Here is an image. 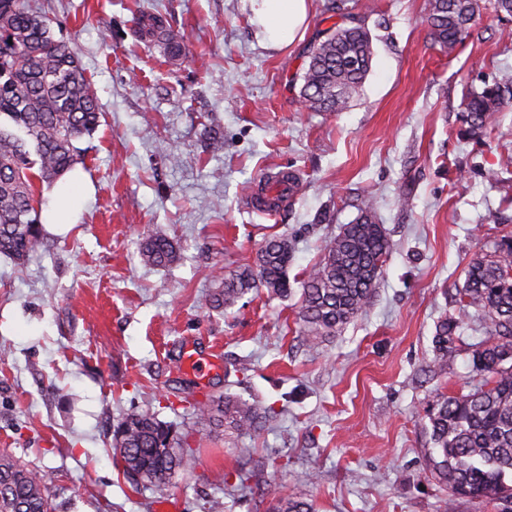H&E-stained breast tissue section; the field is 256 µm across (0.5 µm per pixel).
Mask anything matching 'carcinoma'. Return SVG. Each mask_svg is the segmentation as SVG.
<instances>
[{
    "label": "carcinoma",
    "instance_id": "cac0c4a2",
    "mask_svg": "<svg viewBox=\"0 0 512 512\" xmlns=\"http://www.w3.org/2000/svg\"><path fill=\"white\" fill-rule=\"evenodd\" d=\"M480 10L481 0H429L426 23L435 43L453 52ZM134 33L148 44L165 39L172 58L185 54V45L167 33L160 15L138 16ZM372 55L364 27L334 24L311 50L300 97L314 110L342 111L366 79ZM511 106L509 74L471 91L460 115L461 135H491L496 113ZM99 119L97 95L70 42L54 37L53 20L33 0H0V255L24 261L43 247L38 184L55 182L78 164L76 142L92 135ZM373 210L372 201L363 202L358 219L340 228L303 282L298 318L310 344L336 335L372 303L391 249ZM179 251L177 241L155 233L146 238L140 256L165 267L178 260ZM291 262L288 239L270 238L253 265L216 277L217 286L204 303L230 308L258 288L284 296ZM458 304L463 316L477 318L486 339L473 349L476 383L466 393L440 395L428 410L429 472L448 489L436 508L456 512L466 498L499 503L501 512H512V236L475 255ZM457 328L454 318L438 322L434 369L448 366L460 342ZM189 407L198 432L224 426L256 437L267 419L258 405L231 396L222 404ZM112 444L128 480L145 490L161 492L174 474L196 466L187 436L148 411L119 420ZM271 503L269 512H315L311 502L293 496L274 494ZM0 512H53L43 474L5 450H0Z\"/></svg>",
    "mask_w": 512,
    "mask_h": 512
}]
</instances>
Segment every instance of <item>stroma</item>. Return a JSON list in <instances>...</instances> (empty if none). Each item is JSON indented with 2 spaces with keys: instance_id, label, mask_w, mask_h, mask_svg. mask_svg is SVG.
<instances>
[{
  "instance_id": "obj_1",
  "label": "stroma",
  "mask_w": 512,
  "mask_h": 512,
  "mask_svg": "<svg viewBox=\"0 0 512 512\" xmlns=\"http://www.w3.org/2000/svg\"><path fill=\"white\" fill-rule=\"evenodd\" d=\"M73 43L101 117L79 141L94 192L75 224H47L44 246L0 256V449L46 475L55 512H269L272 491L316 512H436L426 469V410L436 393L475 383L469 344L434 375L437 322L478 251L512 235V108L498 138H460L466 94L512 73V17L482 0L453 53L425 22L428 0H343L346 25L370 33L371 69L349 107L314 112L300 75L331 22L308 0L295 42L267 46L251 0H36ZM161 15L186 57L137 40L138 11ZM221 141L214 152L210 139ZM297 178L271 210L249 206L276 177ZM374 202L391 251L365 315L308 344L302 276L341 225ZM162 232L181 255L156 268L142 239ZM288 238V296L248 293L201 306L216 276L250 265L265 239ZM219 351L205 377L182 346ZM232 394L270 409L259 437L192 434L193 472L164 495L133 492L112 426L151 411L190 431L166 398Z\"/></svg>"
}]
</instances>
